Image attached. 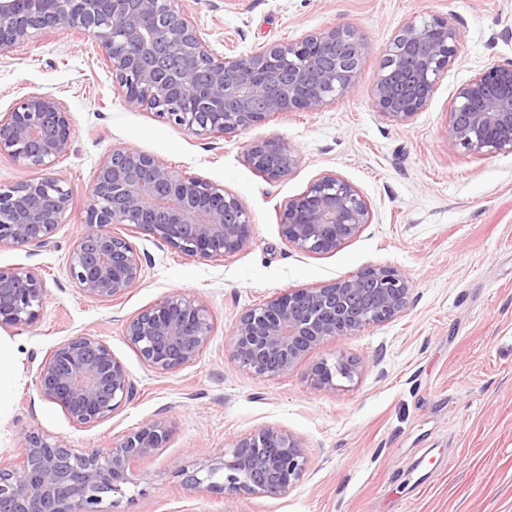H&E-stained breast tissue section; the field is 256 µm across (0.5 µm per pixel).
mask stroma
<instances>
[{
  "mask_svg": "<svg viewBox=\"0 0 512 512\" xmlns=\"http://www.w3.org/2000/svg\"><path fill=\"white\" fill-rule=\"evenodd\" d=\"M217 54L298 41L336 24L372 46L357 87L317 112L269 117L222 138L192 134L153 110L129 107L97 37L57 32L0 55V113L32 92L66 100L71 150L55 166L74 208L49 246L0 247V268L45 280L46 300L29 328L0 327L7 404L0 459L19 458L23 433L38 429L72 447L98 449L159 420L166 447L133 467L134 484L103 512H224L222 495L186 489L184 471L275 427L302 440L307 469L279 498L251 497L237 512H512V154L478 156L448 146L456 90L486 65L512 62V0H179ZM439 15L460 30L457 59L405 125L382 114L370 87L383 50L410 18ZM278 138L298 163L266 181L247 146ZM132 147L189 176L224 187L248 209L250 248L218 260L185 257L131 224L112 225L142 258L138 284L122 298H85L67 272L100 160ZM348 180L373 218L339 250L308 254L281 234L283 204L321 174ZM389 266L413 284L401 317L325 343L311 362L355 357L353 378L316 387L301 366L277 379L240 369L228 339L238 315L277 292L312 287L367 267ZM203 301L213 315L207 346L170 374L148 371L123 330L170 291ZM92 333L136 384L132 401L100 424L77 427L37 391L36 370L63 340Z\"/></svg>",
  "mask_w": 512,
  "mask_h": 512,
  "instance_id": "1",
  "label": "stroma"
}]
</instances>
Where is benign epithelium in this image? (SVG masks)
Masks as SVG:
<instances>
[{
    "mask_svg": "<svg viewBox=\"0 0 512 512\" xmlns=\"http://www.w3.org/2000/svg\"><path fill=\"white\" fill-rule=\"evenodd\" d=\"M78 29L101 41V52L126 102L148 107L205 137L244 132L273 114L317 112L352 94L371 45L357 30L334 25L301 41L264 45L249 53L212 51L175 0H0V53L35 37ZM461 33L446 17L406 21L386 47L371 96L379 111L408 124L455 61ZM73 138L70 111L58 97L33 92L0 117V155L41 176L0 188V246L51 242L72 212L73 196L54 170ZM448 146L474 154L512 153V63L486 66L452 98ZM249 165L276 181L297 164L280 139L252 143ZM369 202L349 181L324 173L288 198L281 233L311 254H329L371 223ZM84 231L69 253L68 272L84 297L109 302L139 281L142 261L113 224H133L157 244L200 260H217L252 244L249 212L234 194L135 148L99 162L82 219ZM413 285L392 267H370L313 288L279 292L243 310L228 344L242 369L269 379L296 369L321 345L404 315ZM46 289L25 268H0V326L30 327ZM213 328L206 304L172 291L127 320L124 336L148 370L168 374L196 361ZM358 360L339 355L312 365L315 385L352 378ZM41 397L61 406L78 427L112 417L136 387L126 366L94 334L69 338L40 363ZM159 420L103 450L72 448L38 430L21 440L18 464L0 463V512H101L103 495H124L133 465L166 446ZM307 449L292 435L265 428L205 459L188 475L189 489L206 486L230 504L249 496L278 498L303 476Z\"/></svg>",
    "mask_w": 512,
    "mask_h": 512,
    "instance_id": "7a95c632",
    "label": "benign epithelium"
}]
</instances>
